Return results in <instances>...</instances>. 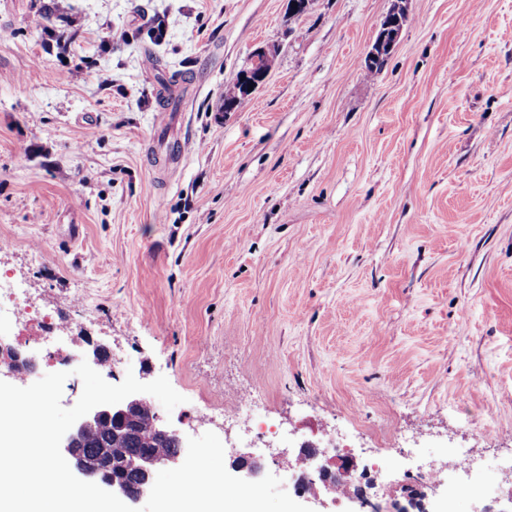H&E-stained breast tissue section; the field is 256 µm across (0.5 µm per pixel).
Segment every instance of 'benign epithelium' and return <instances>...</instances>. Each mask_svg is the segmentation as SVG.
Returning a JSON list of instances; mask_svg holds the SVG:
<instances>
[{
  "instance_id": "benign-epithelium-1",
  "label": "benign epithelium",
  "mask_w": 512,
  "mask_h": 512,
  "mask_svg": "<svg viewBox=\"0 0 512 512\" xmlns=\"http://www.w3.org/2000/svg\"><path fill=\"white\" fill-rule=\"evenodd\" d=\"M406 18L405 9L399 4L395 5L383 21V28L378 33L367 55L368 60H378L385 50L393 49ZM271 63L272 59L269 51L263 47L257 49L253 54L251 65L239 72L238 85L245 91L251 86L258 87L265 81ZM34 365L35 359L33 357L3 340L0 341L1 375L9 377L18 372H27ZM144 407H149V403L141 393L133 394L116 405L98 406L78 420L61 442V451L69 457L74 472L130 502H136L149 494L151 491L149 477L152 476L153 472L161 467L178 464L180 456H164L152 452L136 455L118 454L106 459L101 465L89 469L82 462L76 443L87 439L103 425L112 428V433L116 437L126 434L129 431L127 427L128 417ZM150 426L156 434L172 437L178 441L179 447H185V441L181 433L164 425L158 415L153 412L150 413ZM299 456L306 458L307 461L313 464L314 471L327 492L331 490V485L343 481L345 477L355 472L353 463L346 459L341 460L334 470L331 469L328 462L321 465L316 464L318 453L314 448L304 447L300 449ZM131 472L142 473L147 477V480L141 484L135 493L129 491L126 483L127 475ZM236 472L239 473L240 478L252 481L261 472V465L252 457L242 455Z\"/></svg>"
}]
</instances>
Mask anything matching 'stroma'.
<instances>
[{
	"instance_id": "obj_1",
	"label": "stroma",
	"mask_w": 512,
	"mask_h": 512,
	"mask_svg": "<svg viewBox=\"0 0 512 512\" xmlns=\"http://www.w3.org/2000/svg\"><path fill=\"white\" fill-rule=\"evenodd\" d=\"M393 6L0 0V270L54 314L29 351L60 335L121 351L110 383L165 376L185 401L153 411L225 464L247 440L220 410L254 399L265 472L324 429L360 475L404 445L372 499L420 486L444 512L428 461L512 457V0H407L365 75ZM260 47L266 82L222 111ZM455 482V512L511 503L512 472ZM387 14L383 21V28L378 33L371 50L369 51L367 58L371 63L373 60H379L385 50L393 49L395 43L403 28V24L406 21L407 15L405 9L399 4ZM386 48V49H385ZM388 53H385V57L380 62H375L373 66L367 65L365 62L364 71L368 76H372L381 71Z\"/></svg>"
}]
</instances>
